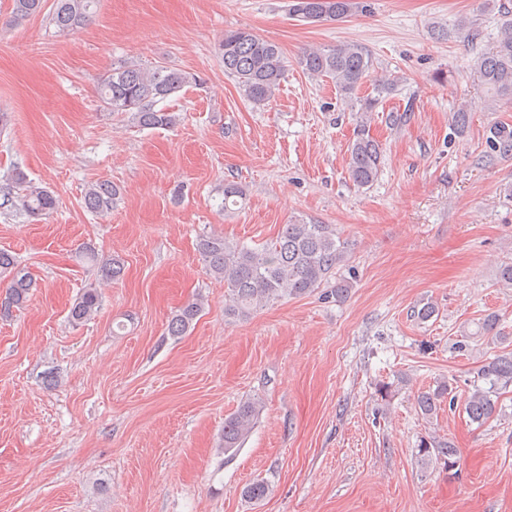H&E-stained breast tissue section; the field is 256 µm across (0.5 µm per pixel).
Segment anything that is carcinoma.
I'll use <instances>...</instances> for the list:
<instances>
[{"label": "carcinoma", "mask_w": 512, "mask_h": 512, "mask_svg": "<svg viewBox=\"0 0 512 512\" xmlns=\"http://www.w3.org/2000/svg\"><path fill=\"white\" fill-rule=\"evenodd\" d=\"M96 4L97 0H54L49 22L60 32L76 31L93 17ZM44 8L45 0H13V14L17 18L39 14ZM359 8L358 0H289L288 4L290 15L310 24L340 21ZM217 54L224 63V72L235 78L250 103L264 107L275 99L288 67L278 44L248 28H236L224 31ZM299 64L311 76L331 79L342 98L359 104L360 120L348 145L346 172L353 185H372L380 172L383 149L370 134L369 113L392 94L395 84L380 80L373 85V95L358 96L375 70L372 54L358 42L307 50ZM475 70L494 99H512V22L502 26L494 45L478 56ZM194 81L192 75L173 66L147 69L128 60L112 65L102 76L97 97L105 110L126 112L144 129L169 128L176 124V116L158 104ZM489 148L502 156L512 155V126L494 127ZM5 181L7 190L0 208L31 217L48 215L56 208L54 194L28 180L23 171H12ZM119 195L120 189L112 182H93L84 193V208L91 213L107 211ZM241 198L243 189L238 183H224V207L238 204ZM199 251L209 274L224 280V314L243 319L273 301L305 296L329 284L345 260L347 246L327 224H286L276 239L257 249L212 234L200 239ZM83 258L97 266L105 280H117L124 273V262L118 256L103 257L89 248L83 251ZM0 277L7 279L5 295L0 299V318H7L13 309L28 301L33 281L28 268L2 250ZM100 302L97 289H85L70 309L71 319L76 323L91 319ZM202 308L200 298L186 302L169 321V334L184 335ZM477 379L486 387H475L464 403V411L471 422L481 425L497 412L501 391L512 387V351L482 364ZM445 399L448 405H454L452 387L446 382L434 390L419 392L416 406L422 415L431 416ZM259 414V403L245 400L224 419L225 455L233 456L239 451ZM456 456L457 450L450 442L439 448L424 444L417 453L421 467L441 461L450 471L456 466Z\"/></svg>", "instance_id": "carcinoma-1"}]
</instances>
